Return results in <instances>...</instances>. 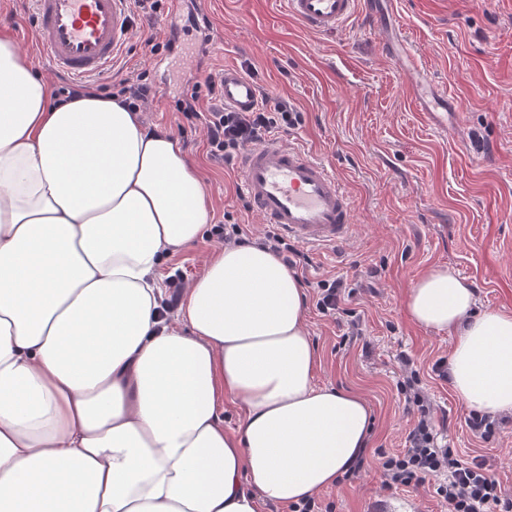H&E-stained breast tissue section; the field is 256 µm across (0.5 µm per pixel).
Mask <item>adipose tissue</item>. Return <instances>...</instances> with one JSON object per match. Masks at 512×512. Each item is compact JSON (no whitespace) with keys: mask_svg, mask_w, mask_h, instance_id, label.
Masks as SVG:
<instances>
[{"mask_svg":"<svg viewBox=\"0 0 512 512\" xmlns=\"http://www.w3.org/2000/svg\"><path fill=\"white\" fill-rule=\"evenodd\" d=\"M209 219L177 139L118 98L52 103L0 35V512H260L362 455L371 411L316 383L305 292L272 252L216 248L158 319L165 257ZM475 305L444 267L406 300L452 334L457 398L512 411V313Z\"/></svg>","mask_w":512,"mask_h":512,"instance_id":"ef3b65f1","label":"adipose tissue"}]
</instances>
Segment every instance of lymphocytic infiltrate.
Listing matches in <instances>:
<instances>
[{
	"mask_svg": "<svg viewBox=\"0 0 512 512\" xmlns=\"http://www.w3.org/2000/svg\"><path fill=\"white\" fill-rule=\"evenodd\" d=\"M210 102L208 112L198 113L200 98ZM179 108L189 114H201L206 129L210 155L233 162L250 145L265 141L276 132L293 126L296 119L288 102L271 101L261 95L257 108L250 112L226 109L220 85L206 78L202 88L192 89L181 99ZM397 360L405 373L397 387L404 402L414 413L401 451L384 456L381 462L383 485L388 489L433 484L448 512H512V498L505 496L500 482L492 478L479 459L463 462L442 443V436L432 423L431 404L419 387L418 372L410 356L399 353Z\"/></svg>",
	"mask_w": 512,
	"mask_h": 512,
	"instance_id": "1",
	"label": "lymphocytic infiltrate"
}]
</instances>
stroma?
I'll return each instance as SVG.
<instances>
[{"instance_id": "35a3bbf8", "label": "stroma", "mask_w": 512, "mask_h": 512, "mask_svg": "<svg viewBox=\"0 0 512 512\" xmlns=\"http://www.w3.org/2000/svg\"><path fill=\"white\" fill-rule=\"evenodd\" d=\"M206 7L209 34L190 25L192 0L177 15L170 0L133 14L129 43L99 77L112 96L121 79L150 83L156 95L141 114L144 125L175 137L204 179L211 227L169 257L163 275L177 267L190 279L200 274L220 244L215 225H241L252 242L266 229L245 207L238 169L212 160L201 121L176 109L200 76L236 67L291 104L300 121L280 139L333 166L351 196V238L304 247L295 271L307 284L317 383L359 393L373 418L359 477L341 479L318 500L333 512H369L378 498L403 497L421 503V512H444L430 486L382 484L381 454L400 451L414 422L396 387L401 352L420 370L433 422L446 426L445 443L462 459L480 457L512 494V419L489 440L473 437L468 407L450 381L430 371L448 358L451 335L417 326L406 311L412 284L445 265L474 289L477 309L512 312V0H396L392 28L405 33L428 78L454 101L444 129L415 108L411 75L380 52L383 34L367 18L326 36L297 24L284 0H207ZM0 32L60 88L63 77L35 55L28 0H0ZM153 41L158 50H150ZM371 268L378 277H368ZM333 277L348 294L331 319L316 310L313 285Z\"/></svg>"}]
</instances>
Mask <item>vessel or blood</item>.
<instances>
[{"instance_id":"b4317fda","label":"vessel or blood","mask_w":512,"mask_h":512,"mask_svg":"<svg viewBox=\"0 0 512 512\" xmlns=\"http://www.w3.org/2000/svg\"><path fill=\"white\" fill-rule=\"evenodd\" d=\"M288 14L310 31L336 33L355 14L373 23L392 14V0H286ZM38 48L58 75L86 78L105 73L131 32L128 0H31ZM382 53L412 74L420 110L437 127L448 124L450 101L428 89L422 63L401 32L384 28ZM224 106L252 111L258 89L234 67L221 76ZM241 191L262 223L311 247L336 245L353 232L351 199L335 170L324 161L274 139L245 150L239 160Z\"/></svg>"}]
</instances>
